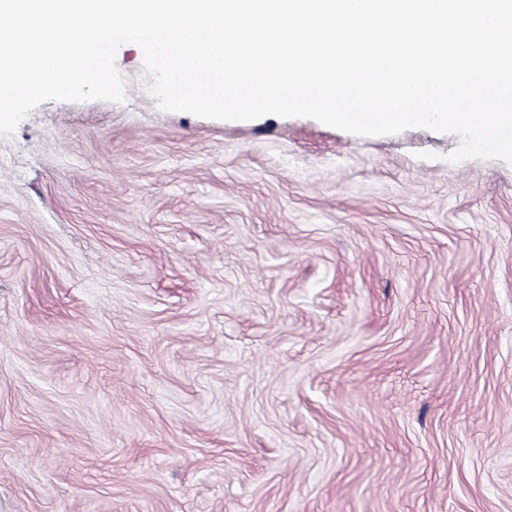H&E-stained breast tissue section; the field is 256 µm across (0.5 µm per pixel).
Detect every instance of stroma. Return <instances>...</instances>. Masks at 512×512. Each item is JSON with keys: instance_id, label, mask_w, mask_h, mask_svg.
Returning <instances> with one entry per match:
<instances>
[{"instance_id": "obj_1", "label": "stroma", "mask_w": 512, "mask_h": 512, "mask_svg": "<svg viewBox=\"0 0 512 512\" xmlns=\"http://www.w3.org/2000/svg\"><path fill=\"white\" fill-rule=\"evenodd\" d=\"M115 66L0 136V512H512V164Z\"/></svg>"}]
</instances>
